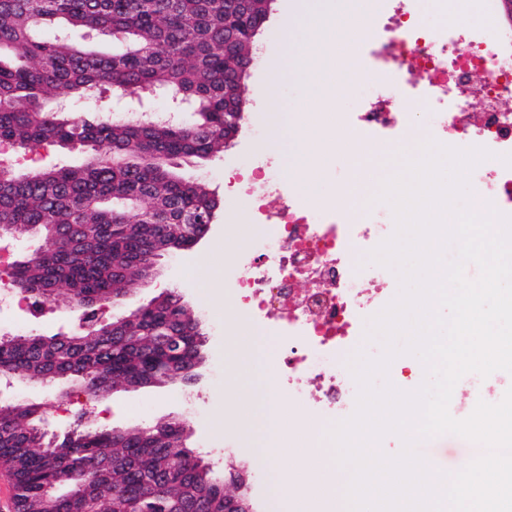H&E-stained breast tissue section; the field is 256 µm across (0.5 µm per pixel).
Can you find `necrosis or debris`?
<instances>
[{
  "mask_svg": "<svg viewBox=\"0 0 512 512\" xmlns=\"http://www.w3.org/2000/svg\"><path fill=\"white\" fill-rule=\"evenodd\" d=\"M416 0H391L359 43V70L370 89L351 118L323 116L321 128L335 135L351 127L363 139L397 143L417 106L425 139L459 148H483L490 156L469 177L479 202L512 215V28L498 20L497 0H453L452 10L423 13ZM491 20L493 34L473 28V16ZM482 103L478 120L470 101ZM253 216L267 225L244 259L235 287L241 307L273 330L280 342L273 377L291 398L284 422L292 447L304 448L314 426L331 427L348 415L358 385L343 358L360 339L361 328L385 306L387 267L370 253L396 228L387 208L365 207L359 219L337 208L308 203L295 184L272 166L247 178ZM284 204L270 213L266 199ZM512 375H464L455 385L450 414L467 418L478 401L502 400Z\"/></svg>",
  "mask_w": 512,
  "mask_h": 512,
  "instance_id": "obj_1",
  "label": "necrosis or debris"
}]
</instances>
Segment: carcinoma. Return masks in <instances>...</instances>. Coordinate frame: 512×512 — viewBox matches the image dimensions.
Wrapping results in <instances>:
<instances>
[{"label":"carcinoma","mask_w":512,"mask_h":512,"mask_svg":"<svg viewBox=\"0 0 512 512\" xmlns=\"http://www.w3.org/2000/svg\"><path fill=\"white\" fill-rule=\"evenodd\" d=\"M265 0H0V142L19 151L90 147L81 166L25 173L0 164V237L37 234L39 261H16L13 282L38 304L82 310L119 304L164 253L198 224H210L215 197L183 178L182 163L224 151L226 61L250 57L243 16ZM112 35V51L73 44L69 28ZM53 35H45L46 29ZM179 91L194 120L112 118V94ZM110 96H105V93ZM204 333L177 293L107 329L84 317L59 334L1 335L0 374L69 382L65 395L89 399L117 388L180 381L193 385ZM43 406L0 405V469L16 483L21 512H224V481L178 445L176 421L127 429L94 423L50 437ZM94 479L70 486L84 472Z\"/></svg>","instance_id":"1"}]
</instances>
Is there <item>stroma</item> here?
<instances>
[{
	"label": "stroma",
	"mask_w": 512,
	"mask_h": 512,
	"mask_svg": "<svg viewBox=\"0 0 512 512\" xmlns=\"http://www.w3.org/2000/svg\"><path fill=\"white\" fill-rule=\"evenodd\" d=\"M304 5V0H275L268 21L256 37L253 64L246 80L248 110L233 145L207 164L188 163L181 169L185 178L204 181L224 205L208 233L191 249L161 258L155 275L138 284L124 303L97 309L98 323L105 324L161 294H180L204 329V362L199 369V382L192 386L176 381L138 387L112 393L94 403L78 395L60 399V382L34 381L21 375L12 377L10 386L0 389V405L17 399L43 403V428L51 435L73 427L77 413L85 407L91 408L98 424L113 428L143 427L162 418L185 421L189 430L186 446L210 463L216 473H224L232 462L246 467L256 512H296L288 491L276 488L280 476L293 469L296 457L280 454L255 458L253 452L264 437L260 418L228 414L224 400L226 380L235 378L237 396L256 400L261 395L262 378L258 372H234L236 354L228 346L230 329L235 323L248 325L255 342L271 352L278 350L279 343L271 329L250 321L235 294H228L224 304H215L207 289L189 278L188 271L208 257L214 244L224 245L231 264L247 248V241L233 242L224 237L226 207L241 194L247 173L270 160L283 177L291 181L298 178L297 138L292 135L285 142L272 143L273 129L266 120L265 109L272 104L284 110L300 109L309 96L321 89L306 70L286 61V22L296 18ZM91 154L88 148L66 151L49 146L40 149L32 163L39 167L76 166L85 163ZM0 157L11 160L21 170L32 164L26 161L24 153L8 145H0ZM77 325L75 313L51 304L29 311L9 304L0 306V334L53 335L69 332ZM425 378L422 362L402 354L391 362L386 376L375 377L374 385L380 388L389 383L406 392L418 388Z\"/></svg>",
	"instance_id": "stroma-1"
}]
</instances>
